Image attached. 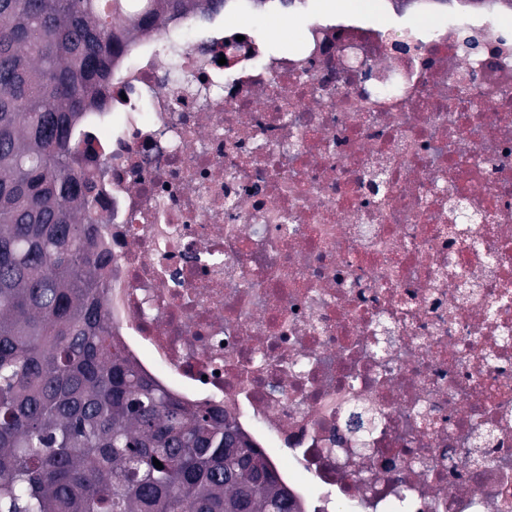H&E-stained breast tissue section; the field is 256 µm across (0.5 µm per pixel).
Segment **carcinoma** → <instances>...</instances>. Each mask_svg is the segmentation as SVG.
<instances>
[{
	"instance_id": "obj_1",
	"label": "carcinoma",
	"mask_w": 512,
	"mask_h": 512,
	"mask_svg": "<svg viewBox=\"0 0 512 512\" xmlns=\"http://www.w3.org/2000/svg\"><path fill=\"white\" fill-rule=\"evenodd\" d=\"M113 2L0 0V512H299L226 415L112 344L75 128L122 45L198 0Z\"/></svg>"
}]
</instances>
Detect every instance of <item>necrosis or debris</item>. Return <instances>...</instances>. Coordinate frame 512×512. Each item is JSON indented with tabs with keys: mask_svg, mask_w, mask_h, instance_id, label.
<instances>
[{
	"mask_svg": "<svg viewBox=\"0 0 512 512\" xmlns=\"http://www.w3.org/2000/svg\"><path fill=\"white\" fill-rule=\"evenodd\" d=\"M233 10L138 34L76 131L122 354L302 512H512V28L325 16L275 52Z\"/></svg>",
	"mask_w": 512,
	"mask_h": 512,
	"instance_id": "4bbe7bcc",
	"label": "necrosis or debris"
}]
</instances>
